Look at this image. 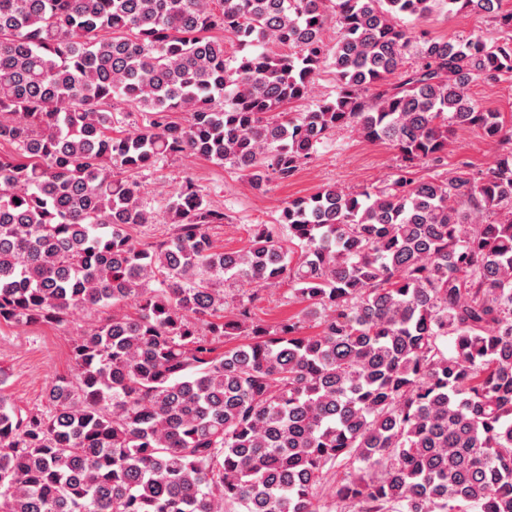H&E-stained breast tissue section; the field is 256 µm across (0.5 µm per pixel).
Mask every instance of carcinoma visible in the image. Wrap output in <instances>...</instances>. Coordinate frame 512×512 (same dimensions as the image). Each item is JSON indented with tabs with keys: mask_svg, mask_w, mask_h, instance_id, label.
Listing matches in <instances>:
<instances>
[{
	"mask_svg": "<svg viewBox=\"0 0 512 512\" xmlns=\"http://www.w3.org/2000/svg\"><path fill=\"white\" fill-rule=\"evenodd\" d=\"M436 8L506 37L412 36ZM329 56L336 97L284 118ZM506 74L503 0H0V322L134 301L78 337L45 409L0 396V512H324L337 464L336 512H512V120L464 93ZM116 102L148 125L116 130ZM345 126L406 168L441 165L458 127L502 152L293 199L235 252L189 179L167 238L128 233L153 220L123 169L194 155L262 191ZM285 278L306 307L271 330L251 303ZM226 283L252 288L230 316Z\"/></svg>",
	"mask_w": 512,
	"mask_h": 512,
	"instance_id": "carcinoma-1",
	"label": "carcinoma"
}]
</instances>
